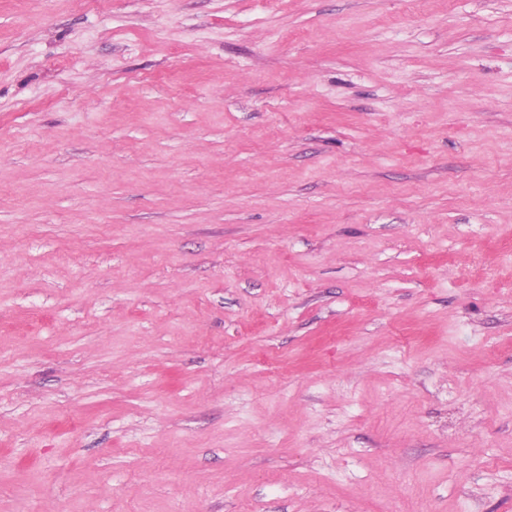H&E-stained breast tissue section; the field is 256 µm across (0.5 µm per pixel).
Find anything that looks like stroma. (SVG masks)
I'll return each instance as SVG.
<instances>
[{
	"instance_id": "35a3bbf8",
	"label": "stroma",
	"mask_w": 512,
	"mask_h": 512,
	"mask_svg": "<svg viewBox=\"0 0 512 512\" xmlns=\"http://www.w3.org/2000/svg\"><path fill=\"white\" fill-rule=\"evenodd\" d=\"M0 512H512V0H0Z\"/></svg>"
}]
</instances>
